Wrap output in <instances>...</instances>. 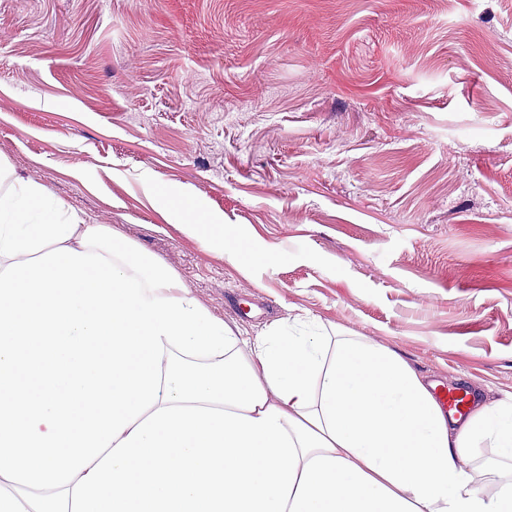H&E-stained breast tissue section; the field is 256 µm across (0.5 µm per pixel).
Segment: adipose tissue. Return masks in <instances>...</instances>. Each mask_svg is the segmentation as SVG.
<instances>
[{"label":"adipose tissue","mask_w":512,"mask_h":512,"mask_svg":"<svg viewBox=\"0 0 512 512\" xmlns=\"http://www.w3.org/2000/svg\"><path fill=\"white\" fill-rule=\"evenodd\" d=\"M163 206L240 263L223 216ZM434 389L314 320L243 335L0 160V512H512V402L456 417Z\"/></svg>","instance_id":"1"}]
</instances>
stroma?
Listing matches in <instances>:
<instances>
[{
  "label": "stroma",
  "instance_id": "obj_1",
  "mask_svg": "<svg viewBox=\"0 0 512 512\" xmlns=\"http://www.w3.org/2000/svg\"><path fill=\"white\" fill-rule=\"evenodd\" d=\"M0 159L247 335L315 318L512 400V0H0ZM163 207L167 211L171 226L183 234L196 238L206 247L216 248L226 261L239 264L241 249L238 241H224V217L207 213L201 204L184 197H163ZM202 217V218H201Z\"/></svg>",
  "mask_w": 512,
  "mask_h": 512
}]
</instances>
